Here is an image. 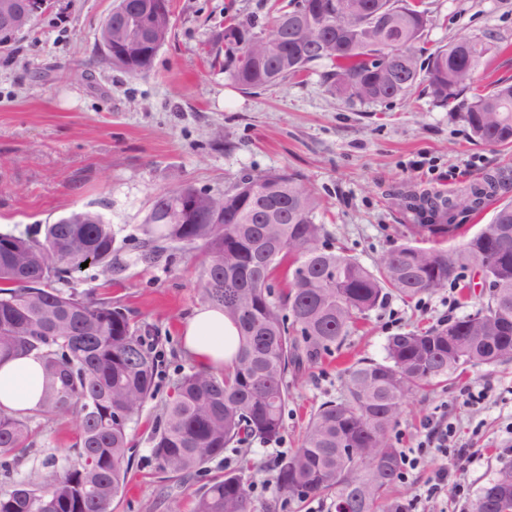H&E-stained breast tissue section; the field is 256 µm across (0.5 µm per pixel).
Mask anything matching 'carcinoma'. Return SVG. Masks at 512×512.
<instances>
[{"label":"carcinoma","mask_w":512,"mask_h":512,"mask_svg":"<svg viewBox=\"0 0 512 512\" xmlns=\"http://www.w3.org/2000/svg\"><path fill=\"white\" fill-rule=\"evenodd\" d=\"M126 2L112 10L114 43L124 38L131 12L140 5L152 12L157 4ZM333 4L349 18L339 33L323 29L331 46L320 53L301 41L297 22ZM427 23V10L406 0H296L292 9L277 10L269 40L253 41L254 23L233 18L218 41L224 72L249 92L319 66L332 90L361 102L403 96L421 78L436 99L455 101L488 47L461 39L423 62L416 45ZM170 29L165 15L154 16L152 30L141 28L129 43L113 47L112 64L134 76L149 72V43L167 39ZM459 116L478 141L511 145L512 82H493L459 105ZM511 188L512 170L504 168L452 199L410 193L403 210L415 233L453 246L427 248L416 239L390 251L374 270L336 250L317 222L315 193L293 174H249L222 193L187 185L158 195L136 259L153 263L174 248L200 251V297L239 331L232 365L193 370L174 383L152 436L158 468L188 479L226 448L278 441L289 372L339 348L388 292L414 300L473 263L493 282L487 303L446 324L398 332L388 337L382 360L349 366L344 395L322 404L298 447L276 462L274 497L266 504V512H275L281 499L322 494L334 499L336 512H408V505L385 497L401 473L390 433L402 405L414 389L466 366L512 361V202L456 242L464 218ZM185 198L194 202L189 213ZM120 253L112 225L89 209L23 234L0 232V359L35 350L43 370L34 410H0V471H12L32 447L34 420L69 414L78 428L74 455L50 456L0 489V512H112L124 489L131 432L157 391L158 336L148 325L132 326L121 307L72 287L84 262L122 271ZM503 486L512 491L511 465L481 489L473 512H512V498L497 493ZM195 512H254L242 474L227 472L212 482Z\"/></svg>","instance_id":"1"}]
</instances>
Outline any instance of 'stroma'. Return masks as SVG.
Masks as SVG:
<instances>
[{
	"label": "stroma",
	"instance_id": "stroma-1",
	"mask_svg": "<svg viewBox=\"0 0 512 512\" xmlns=\"http://www.w3.org/2000/svg\"><path fill=\"white\" fill-rule=\"evenodd\" d=\"M289 0H171L173 29L151 70L133 76L105 60L100 28L116 0H49L29 29L0 49V231L51 224L71 211H99L112 225L128 264L113 278L92 268L78 275L79 293L112 300L132 323L152 326L157 348V393L132 435L135 453L112 512H194L212 479L238 468L236 449L209 462L203 476L180 481L160 472L151 435L162 403L180 373L195 362L181 328L201 304L199 261L174 250L154 263L137 261L153 201L192 185L221 192L242 175L286 171L301 176L320 201L318 219L334 242L367 267L411 240L399 192H457L484 172L512 165V147L492 148L472 137L456 108L439 103L426 81L406 96L362 103L332 93L320 73L247 93L216 59L214 37L231 18L268 29ZM429 23L424 53L466 37L488 44L471 93L512 80V0H423ZM475 265L457 270L445 287L407 301L389 295L342 348L306 365L289 380L280 441L252 442L255 464L246 478L256 512L272 499L277 457L299 445L309 417L342 394V373L360 359L382 360L388 336L412 326L476 311L460 287L475 280ZM479 393L465 403L464 389ZM455 429L453 445L475 451L472 462H445L418 448L435 427ZM34 446L18 464L23 478L47 456L70 454L77 431L71 417L35 420ZM394 447L416 466L389 490L412 512H461L450 492L428 498L440 468L469 498L512 463V362L477 366L405 405L392 433Z\"/></svg>",
	"mask_w": 512,
	"mask_h": 512
}]
</instances>
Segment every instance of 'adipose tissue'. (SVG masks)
Masks as SVG:
<instances>
[{
    "label": "adipose tissue",
    "instance_id": "1",
    "mask_svg": "<svg viewBox=\"0 0 512 512\" xmlns=\"http://www.w3.org/2000/svg\"><path fill=\"white\" fill-rule=\"evenodd\" d=\"M185 352L200 367L222 366L238 341L237 329L223 312L209 305L196 308L181 329ZM41 362L36 353L0 361V409L25 413L37 405L42 388Z\"/></svg>",
    "mask_w": 512,
    "mask_h": 512
}]
</instances>
